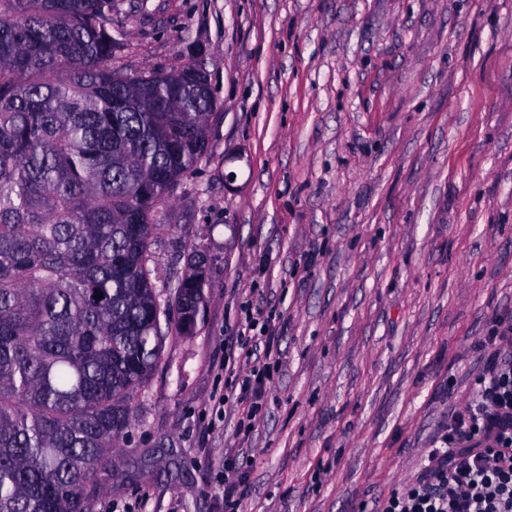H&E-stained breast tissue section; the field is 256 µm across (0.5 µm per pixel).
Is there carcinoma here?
Returning <instances> with one entry per match:
<instances>
[{"mask_svg": "<svg viewBox=\"0 0 512 512\" xmlns=\"http://www.w3.org/2000/svg\"><path fill=\"white\" fill-rule=\"evenodd\" d=\"M114 8L0 0V512H88L165 337L207 302L198 254L169 297L152 266L208 151L207 71L114 69Z\"/></svg>", "mask_w": 512, "mask_h": 512, "instance_id": "1", "label": "carcinoma"}]
</instances>
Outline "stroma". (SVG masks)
Returning <instances> with one entry per match:
<instances>
[{"label": "stroma", "mask_w": 512, "mask_h": 512, "mask_svg": "<svg viewBox=\"0 0 512 512\" xmlns=\"http://www.w3.org/2000/svg\"><path fill=\"white\" fill-rule=\"evenodd\" d=\"M128 73L200 58L209 151L153 246L207 259L194 335L165 339L91 512H371L474 393L512 319V0H117ZM279 334L255 427L223 418L240 309Z\"/></svg>", "instance_id": "obj_1"}]
</instances>
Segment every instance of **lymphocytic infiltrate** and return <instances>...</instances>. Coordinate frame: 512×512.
I'll use <instances>...</instances> for the list:
<instances>
[{
  "label": "lymphocytic infiltrate",
  "mask_w": 512,
  "mask_h": 512,
  "mask_svg": "<svg viewBox=\"0 0 512 512\" xmlns=\"http://www.w3.org/2000/svg\"><path fill=\"white\" fill-rule=\"evenodd\" d=\"M236 338L263 346L265 355L242 374L225 363L236 387L218 403L246 405L252 423L277 366L278 338L249 313L238 321ZM478 349L483 368L475 398L449 414L420 473L378 501L375 512H512V320L493 317Z\"/></svg>",
  "instance_id": "lymphocytic-infiltrate-1"
}]
</instances>
